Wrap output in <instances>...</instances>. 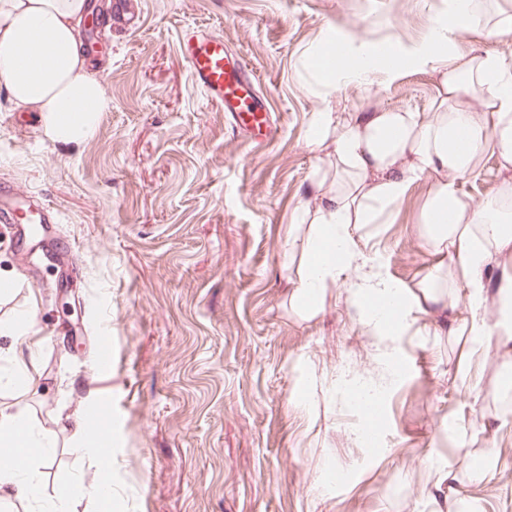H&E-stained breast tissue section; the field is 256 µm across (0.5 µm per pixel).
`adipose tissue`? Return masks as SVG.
<instances>
[{
  "label": "adipose tissue",
  "instance_id": "obj_1",
  "mask_svg": "<svg viewBox=\"0 0 512 512\" xmlns=\"http://www.w3.org/2000/svg\"><path fill=\"white\" fill-rule=\"evenodd\" d=\"M89 10V0H0V84L18 108L39 113L47 136L66 143L92 135L98 113L109 107L75 35V21ZM468 30L488 37L511 31L512 11L489 10L487 0H448L446 16L419 41H395L381 52L364 39L326 40L304 55L326 95L340 86L366 90L409 69L431 70L439 82L432 112L358 106L317 113L307 144L319 149L332 141L338 177L302 217L313 227L296 289L305 315H314L325 289L351 273V304L375 335H398L414 315L447 311L462 297L470 316L449 322V332L475 348L493 339L512 350V64L478 46L454 51L458 34ZM489 152L498 154L508 178L479 203L462 201L456 177L475 171ZM426 173L434 183L422 235L436 266L411 287L379 272L359 274L356 225L377 223ZM490 303L495 311L488 318ZM31 384L28 377L15 381L13 405L0 407V447L25 455L0 462V506L38 502L27 459L52 462V435L33 431L23 417Z\"/></svg>",
  "mask_w": 512,
  "mask_h": 512
}]
</instances>
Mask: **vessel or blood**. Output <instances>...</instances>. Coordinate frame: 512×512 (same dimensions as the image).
I'll return each mask as SVG.
<instances>
[{
  "label": "vessel or blood",
  "mask_w": 512,
  "mask_h": 512,
  "mask_svg": "<svg viewBox=\"0 0 512 512\" xmlns=\"http://www.w3.org/2000/svg\"><path fill=\"white\" fill-rule=\"evenodd\" d=\"M181 50L192 82L209 100L223 105L239 133L257 141L272 139L276 124L256 89L255 77L225 47L222 37L197 31L186 36ZM57 221V215L36 205L31 194L14 185L0 186V222L12 225L19 241L30 247L47 243L55 253L72 256L68 241L49 234Z\"/></svg>",
  "instance_id": "1"
}]
</instances>
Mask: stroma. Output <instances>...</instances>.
Masks as SVG:
<instances>
[{"label": "stroma", "instance_id": "stroma-1", "mask_svg": "<svg viewBox=\"0 0 512 512\" xmlns=\"http://www.w3.org/2000/svg\"><path fill=\"white\" fill-rule=\"evenodd\" d=\"M445 0H134L136 29L106 22L92 74L111 101L91 137L62 143L0 86V183L57 213L74 244L61 271L35 261L0 227V336L5 379L34 365L27 419L55 437L39 491L72 494V512H101L87 493L94 461L111 451L110 512H432L437 472L465 474L491 457L481 485L461 484L482 512H512V390L497 343L469 353L439 316L421 315L395 340L354 317L349 283L326 288L317 314L297 311L299 259L312 230L297 215L334 157L307 145L324 103L301 66L320 40L420 39ZM223 37L257 78L277 119L268 142L244 140L196 87L180 53L187 34ZM433 72L410 70L338 105L431 111ZM497 155L458 178L477 202L502 182ZM431 175L388 223L360 224L357 252L414 285L434 259L420 235ZM380 390L374 446L341 383ZM112 405L90 426L77 414Z\"/></svg>", "mask_w": 512, "mask_h": 512}]
</instances>
